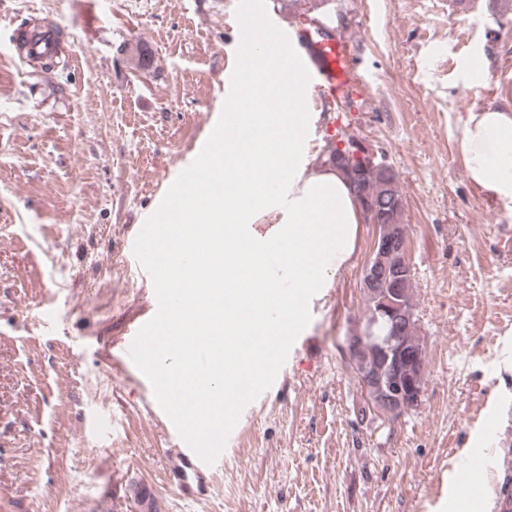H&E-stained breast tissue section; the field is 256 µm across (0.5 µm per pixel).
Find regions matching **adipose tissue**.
Here are the masks:
<instances>
[{
  "instance_id": "adipose-tissue-1",
  "label": "adipose tissue",
  "mask_w": 512,
  "mask_h": 512,
  "mask_svg": "<svg viewBox=\"0 0 512 512\" xmlns=\"http://www.w3.org/2000/svg\"><path fill=\"white\" fill-rule=\"evenodd\" d=\"M224 75V111L243 112L252 135L228 139L239 177L224 183L231 205L211 210L209 217L216 224L237 226L246 242L233 264L247 277L236 291L244 315L231 329L259 338L269 330V310L292 322L302 311L299 298L307 289L330 287L333 271L354 251L363 215L343 174L309 155L316 117L308 109L312 88L303 75L294 73L289 80L292 104L280 112L267 111L258 99L243 103L240 75L229 69ZM461 149L470 181L512 205V108L470 109L461 121ZM282 171L286 179H279L277 190H267V181ZM270 251L282 255L293 292L283 293L272 283L265 262ZM311 255L316 264H308Z\"/></svg>"
}]
</instances>
